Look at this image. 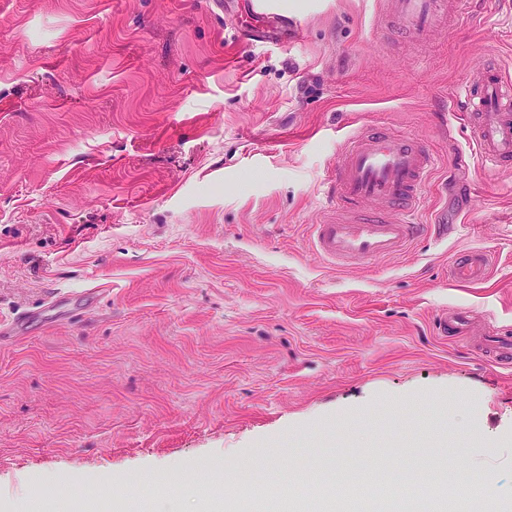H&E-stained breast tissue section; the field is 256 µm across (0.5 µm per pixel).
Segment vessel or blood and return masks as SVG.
I'll use <instances>...</instances> for the list:
<instances>
[{
    "mask_svg": "<svg viewBox=\"0 0 512 512\" xmlns=\"http://www.w3.org/2000/svg\"><path fill=\"white\" fill-rule=\"evenodd\" d=\"M443 2L388 0V6L396 29L419 39L430 32ZM246 5L252 21L236 28L238 41L253 42L289 25L274 0H246ZM463 110L482 162L492 168L512 164V78L498 71L482 74ZM437 163L435 152L411 134L369 126L346 137L325 179L329 215L311 225L310 251L331 266L364 264L406 254L428 237L447 236V225L415 221ZM365 202L370 210H362ZM492 264L489 253L471 249L452 257L448 274L458 283L476 284Z\"/></svg>",
    "mask_w": 512,
    "mask_h": 512,
    "instance_id": "b4317fda",
    "label": "vessel or blood"
}]
</instances>
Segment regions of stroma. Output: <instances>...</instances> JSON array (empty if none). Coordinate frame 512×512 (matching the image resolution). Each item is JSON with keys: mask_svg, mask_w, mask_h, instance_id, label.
<instances>
[{"mask_svg": "<svg viewBox=\"0 0 512 512\" xmlns=\"http://www.w3.org/2000/svg\"><path fill=\"white\" fill-rule=\"evenodd\" d=\"M281 5L299 30L251 47L243 0H0V330L36 317L0 342L7 512H330L336 468L415 462L478 480L420 512H512V359L474 344L512 328V165L457 111L512 72V0H450L422 43L385 0ZM363 125L436 152L417 221L453 231L333 268L309 227ZM472 248L489 278L450 282Z\"/></svg>", "mask_w": 512, "mask_h": 512, "instance_id": "stroma-1", "label": "stroma"}]
</instances>
